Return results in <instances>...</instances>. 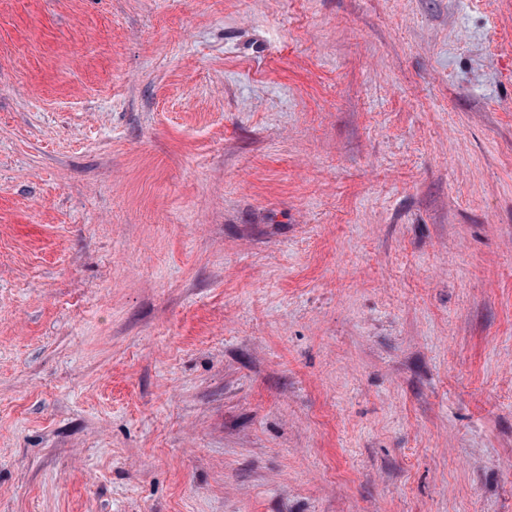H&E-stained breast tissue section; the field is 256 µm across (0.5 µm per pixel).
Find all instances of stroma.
<instances>
[{
	"label": "stroma",
	"mask_w": 512,
	"mask_h": 512,
	"mask_svg": "<svg viewBox=\"0 0 512 512\" xmlns=\"http://www.w3.org/2000/svg\"><path fill=\"white\" fill-rule=\"evenodd\" d=\"M0 512H512V0H0Z\"/></svg>",
	"instance_id": "obj_1"
}]
</instances>
